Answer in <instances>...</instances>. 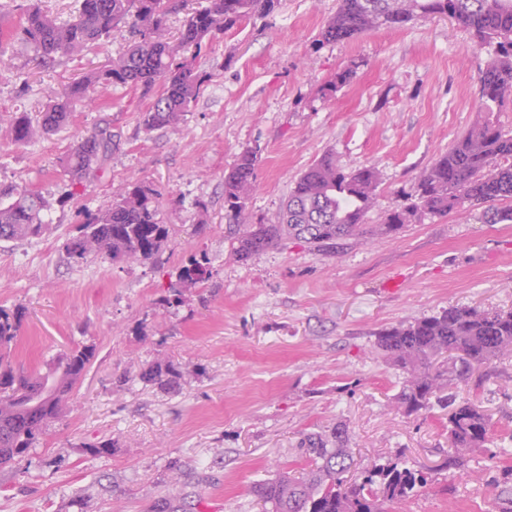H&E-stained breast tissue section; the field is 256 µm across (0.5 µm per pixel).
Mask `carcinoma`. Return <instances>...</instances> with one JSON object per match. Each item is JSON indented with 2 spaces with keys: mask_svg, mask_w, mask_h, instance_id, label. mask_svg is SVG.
<instances>
[{
  "mask_svg": "<svg viewBox=\"0 0 512 512\" xmlns=\"http://www.w3.org/2000/svg\"><path fill=\"white\" fill-rule=\"evenodd\" d=\"M184 0H79L66 22L33 4L11 38L30 44L45 65L56 56L90 50L130 24L136 39L103 69L94 68L50 97L38 123L25 112L12 116V141L24 145L38 135L63 128L77 106L90 102L111 85L144 93L161 87L144 116L148 130L178 127L206 82L195 61L203 44L220 38L236 24L275 11L279 0H208L187 14L178 37L165 38L169 16ZM446 16L480 44L496 43L495 55L479 73V101L486 113L424 169L410 202L390 211L371 227L366 215L380 184L373 166L343 168L327 152L295 181L276 224H245L232 243L235 256L247 261L283 239L303 241L318 252L333 253L342 241L373 240L396 234L425 216L445 217L466 204L488 206V223H512V128L494 119L512 104V0H339L336 14L321 31L324 42L350 41L376 28H399L417 19ZM112 154V131L102 127L61 160L63 172L85 179ZM257 151H242L224 173V208L235 219L256 188ZM159 193L142 181H131L94 212H86L79 233L63 242L69 259L80 263L102 256L114 263L150 260L163 248L169 228L161 223ZM505 206H500V203ZM41 195L26 185L0 186V240L17 241L41 233ZM205 264L182 267L179 280L200 283ZM23 319L20 308L0 307V465L29 456L49 423L82 381L96 351L78 346L59 354L44 373L27 374L11 361ZM375 347L404 374L394 408L405 416L431 408L445 390L454 389L476 370L512 356V308L450 306L440 313L381 331ZM172 371L151 366L142 378L169 385ZM491 431L487 414L463 399L448 412V468L463 471L469 455L484 447ZM309 463L305 471L282 472L260 480L251 492L265 512H390L427 484L424 472L402 457L374 463L351 474L353 457L342 433H314L301 442ZM188 494H168L151 512H188Z\"/></svg>",
  "mask_w": 512,
  "mask_h": 512,
  "instance_id": "cac0c4a2",
  "label": "carcinoma"
}]
</instances>
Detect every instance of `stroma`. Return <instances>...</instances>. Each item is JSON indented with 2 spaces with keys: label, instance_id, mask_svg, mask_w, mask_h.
I'll return each mask as SVG.
<instances>
[{
  "label": "stroma",
  "instance_id": "stroma-1",
  "mask_svg": "<svg viewBox=\"0 0 512 512\" xmlns=\"http://www.w3.org/2000/svg\"><path fill=\"white\" fill-rule=\"evenodd\" d=\"M337 0H281L204 45L209 81L177 129L146 130L151 97L112 87L53 135L16 145L0 125V184L39 191L43 232L0 241V307L24 308L15 366L44 371L67 348L97 354L28 459L0 467V512H150L178 470L199 473L196 512H261L250 486L305 466L302 439L346 429L356 468L402 454L429 482L396 512H496L492 479L512 465V359L481 369L457 395L492 424L468 474L449 469L448 413L405 417L402 373L375 351L382 329L451 305L512 308V223L480 206L405 225L395 236L318 253L293 239L241 262L224 211V172L257 150V187L240 217L277 223L296 178L324 152L381 181L371 224L405 204L419 174L483 114L478 72L490 51L445 17L320 42ZM123 27L92 50L40 65L15 40L0 73V115L41 112L89 63L118 57ZM353 69L338 89L329 82ZM116 141L104 166L71 183L60 161L98 128ZM132 180L157 189L169 238L148 261L77 264L63 242L83 215ZM206 259L204 285L180 269ZM171 365L169 388L144 382ZM112 440L111 455L87 450ZM508 456H500V449Z\"/></svg>",
  "mask_w": 512,
  "mask_h": 512
}]
</instances>
